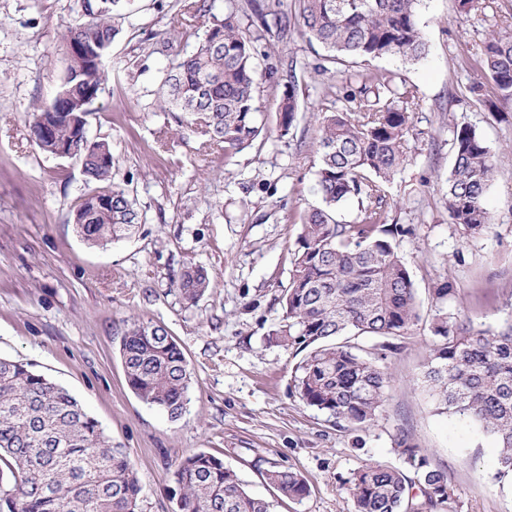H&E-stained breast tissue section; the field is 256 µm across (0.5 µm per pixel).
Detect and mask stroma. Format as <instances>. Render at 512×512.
<instances>
[{
    "mask_svg": "<svg viewBox=\"0 0 512 512\" xmlns=\"http://www.w3.org/2000/svg\"><path fill=\"white\" fill-rule=\"evenodd\" d=\"M77 0H0V357L33 363L68 389L123 448L138 473L137 512H177L174 470L206 451L236 472L275 512H352L345 485L364 463L397 466L408 434L432 468L447 472L451 512H512V478L497 476L495 440L467 418L436 412L422 383L437 284L451 281L449 311L475 327L512 321V100L487 89L476 51L493 17H512V0L467 13L460 0H422L418 22L429 52L408 64L372 61L373 70L416 86L409 162L388 187L385 221L406 227L399 251L410 272L421 320L388 360L393 381L375 425L356 431L291 393L301 353L270 342L292 269L299 214L320 202L314 190L317 108L340 84L314 73L317 53L298 28L267 44L257 103L268 124L288 71L303 92L285 138L271 137L225 160L204 149L190 126L157 103L160 77L194 41L169 39L178 0H137L116 23L105 67L110 78L87 117L90 140L112 147L116 182L144 221L133 237L91 247L72 216L88 184L79 159L43 153L30 138L29 109L53 96L65 70L60 40ZM473 127L497 174L486 200L489 229L463 237L448 218L446 181L454 128ZM211 278L197 302L176 280L187 263ZM163 326L191 370L178 419L128 387L119 355L132 321ZM303 475L302 500L279 497L265 472Z\"/></svg>",
    "mask_w": 512,
    "mask_h": 512,
    "instance_id": "obj_1",
    "label": "stroma"
}]
</instances>
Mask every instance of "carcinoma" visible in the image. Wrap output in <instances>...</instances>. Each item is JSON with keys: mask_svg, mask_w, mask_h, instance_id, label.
<instances>
[{"mask_svg": "<svg viewBox=\"0 0 512 512\" xmlns=\"http://www.w3.org/2000/svg\"><path fill=\"white\" fill-rule=\"evenodd\" d=\"M186 0L173 20L174 35H196L187 17L209 16L195 49L172 63L158 89L160 108L175 112L206 144L230 159L263 140L268 127L257 105L264 78L262 42L282 37L291 25L320 45L314 72L339 64L342 87L321 104L315 191L320 204L300 215L293 269L280 303L281 322L271 336L284 349L306 356L295 369L292 389L306 405L370 429L392 382L386 361L400 350L421 316L410 273L395 237L385 227L386 187L408 160L413 111L420 106L412 86L358 64L383 58L417 63L428 54L418 24L422 0ZM129 0H79L61 33L67 68L50 100L31 108V138L44 153L77 146L87 181L94 185L73 212L78 235L106 246L134 233L141 216L125 189L114 182L112 148L96 141L76 145L77 127L108 79L104 60L115 20ZM511 24L492 26L478 50L480 70L498 96L512 98ZM277 105L278 131L287 136L298 112V85L289 76ZM454 164L447 180L448 216L465 236L482 234L492 221L486 191L496 167L490 148L470 126L453 131ZM357 200L353 223L337 219L339 207ZM210 286L208 271L190 263L177 288L194 303ZM454 291L436 288L429 325L431 349L424 382L438 409L470 418L498 445V476H512V322L497 331L475 329L448 312ZM380 343L368 349L363 339ZM127 383L144 403L175 419L187 402L191 371L178 344L161 326L134 321L119 348ZM402 466L366 463L347 484L353 512H441L453 488L446 472L430 466L408 435L397 441ZM179 512H271L250 495L218 456L199 451L174 472ZM266 482L282 496L308 493L300 474L276 466ZM416 489L419 495L411 490ZM142 488L126 452L112 445L98 421L65 388L29 362L0 358V512H136Z\"/></svg>", "mask_w": 512, "mask_h": 512, "instance_id": "obj_1", "label": "carcinoma"}]
</instances>
